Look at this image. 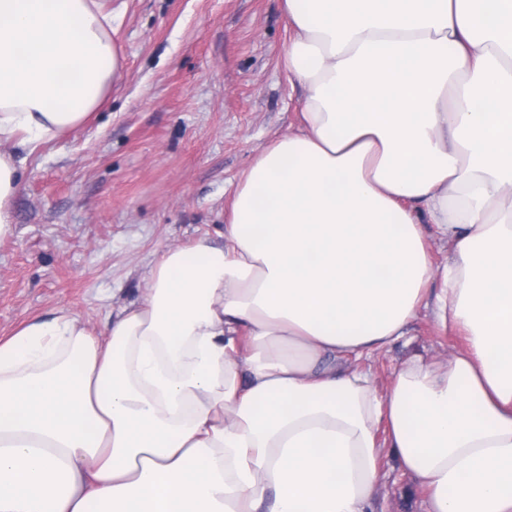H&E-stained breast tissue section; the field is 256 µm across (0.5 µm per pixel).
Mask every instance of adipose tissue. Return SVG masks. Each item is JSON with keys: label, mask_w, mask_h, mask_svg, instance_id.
<instances>
[{"label": "adipose tissue", "mask_w": 512, "mask_h": 512, "mask_svg": "<svg viewBox=\"0 0 512 512\" xmlns=\"http://www.w3.org/2000/svg\"><path fill=\"white\" fill-rule=\"evenodd\" d=\"M283 9L298 124L240 180L223 242L166 248L106 338L62 309L0 339V512H370L386 452L427 512H512V0ZM114 20L0 0V238L9 145L99 110ZM426 309L463 346L379 391L355 359Z\"/></svg>", "instance_id": "1"}]
</instances>
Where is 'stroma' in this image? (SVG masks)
I'll use <instances>...</instances> for the list:
<instances>
[{
	"label": "stroma",
	"mask_w": 512,
	"mask_h": 512,
	"mask_svg": "<svg viewBox=\"0 0 512 512\" xmlns=\"http://www.w3.org/2000/svg\"><path fill=\"white\" fill-rule=\"evenodd\" d=\"M120 79L101 112L31 156L0 239V338L66 308L106 332L141 302L171 246L220 239L238 181L297 124L301 90L281 64L282 0H112ZM460 342L422 312L409 336L360 361L379 389L415 356ZM373 512H427L392 456Z\"/></svg>",
	"instance_id": "35a3bbf8"
}]
</instances>
